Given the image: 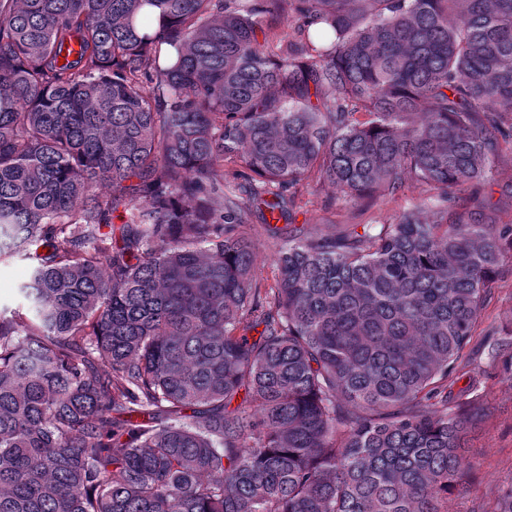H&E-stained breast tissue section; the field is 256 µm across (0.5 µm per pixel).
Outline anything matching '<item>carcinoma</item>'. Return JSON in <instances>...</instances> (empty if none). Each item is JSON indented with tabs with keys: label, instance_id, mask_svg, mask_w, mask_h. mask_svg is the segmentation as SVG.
I'll use <instances>...</instances> for the list:
<instances>
[{
	"label": "carcinoma",
	"instance_id": "obj_1",
	"mask_svg": "<svg viewBox=\"0 0 512 512\" xmlns=\"http://www.w3.org/2000/svg\"><path fill=\"white\" fill-rule=\"evenodd\" d=\"M510 141L512 0H0V256L34 259L0 512H448L484 413L448 382L512 248L455 193ZM310 177L427 203L311 235ZM253 245L256 272L258 276L268 278L270 284L273 282L275 272L274 258L277 242L266 234L260 233L254 236Z\"/></svg>",
	"mask_w": 512,
	"mask_h": 512
}]
</instances>
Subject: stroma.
Segmentation results:
<instances>
[{"mask_svg": "<svg viewBox=\"0 0 512 512\" xmlns=\"http://www.w3.org/2000/svg\"><path fill=\"white\" fill-rule=\"evenodd\" d=\"M420 201L414 184H406L394 198L362 208L345 203L329 186L309 180L295 189L292 222L306 231L335 223L384 224ZM32 263L0 258V310L21 306V286ZM467 373L452 387L489 408V415L468 431L465 446L477 478L463 482L451 495L448 512H490L496 499L512 490V250H505L503 275L495 284L481 315L480 327L463 351Z\"/></svg>", "mask_w": 512, "mask_h": 512, "instance_id": "35a3bbf8", "label": "stroma"}]
</instances>
